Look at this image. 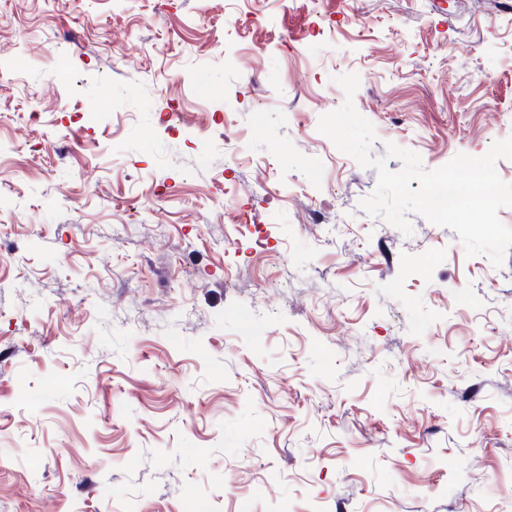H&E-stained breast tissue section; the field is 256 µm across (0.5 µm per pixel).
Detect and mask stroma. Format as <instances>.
I'll list each match as a JSON object with an SVG mask.
<instances>
[{
  "instance_id": "35a3bbf8",
  "label": "stroma",
  "mask_w": 512,
  "mask_h": 512,
  "mask_svg": "<svg viewBox=\"0 0 512 512\" xmlns=\"http://www.w3.org/2000/svg\"><path fill=\"white\" fill-rule=\"evenodd\" d=\"M501 2L0 0V512H512V252L318 130L512 136Z\"/></svg>"
}]
</instances>
